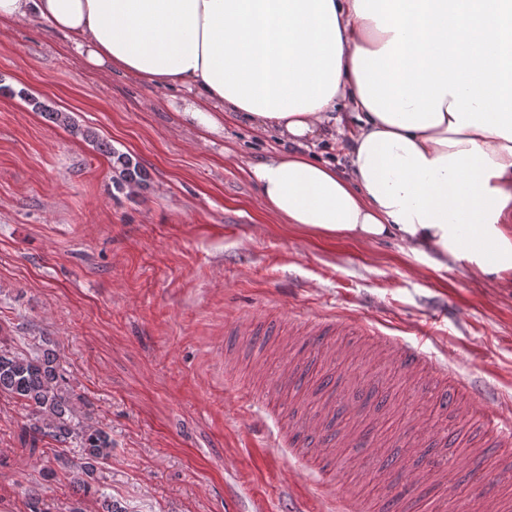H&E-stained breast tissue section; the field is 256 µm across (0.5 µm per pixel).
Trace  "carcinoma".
<instances>
[{"mask_svg": "<svg viewBox=\"0 0 512 512\" xmlns=\"http://www.w3.org/2000/svg\"><path fill=\"white\" fill-rule=\"evenodd\" d=\"M28 102L49 122L94 144L107 158L116 187L147 186L146 170L130 154L100 141L95 131L78 125L70 113L50 109L33 97ZM62 379L63 369L54 353L48 350L25 353L8 344L0 345V394L17 400L27 410L28 435L32 441L50 438L66 443L76 439L80 453L74 466L88 478L84 487L89 490L99 465L112 456V435L77 417L71 398L62 388Z\"/></svg>", "mask_w": 512, "mask_h": 512, "instance_id": "carcinoma-1", "label": "carcinoma"}]
</instances>
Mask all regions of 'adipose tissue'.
<instances>
[{"label":"adipose tissue","instance_id":"ef3b65f1","mask_svg":"<svg viewBox=\"0 0 512 512\" xmlns=\"http://www.w3.org/2000/svg\"><path fill=\"white\" fill-rule=\"evenodd\" d=\"M1 21L183 89L199 134L238 114L278 132L292 150L251 174L285 223L512 280V0H0ZM341 99L345 176L302 152Z\"/></svg>","mask_w":512,"mask_h":512}]
</instances>
